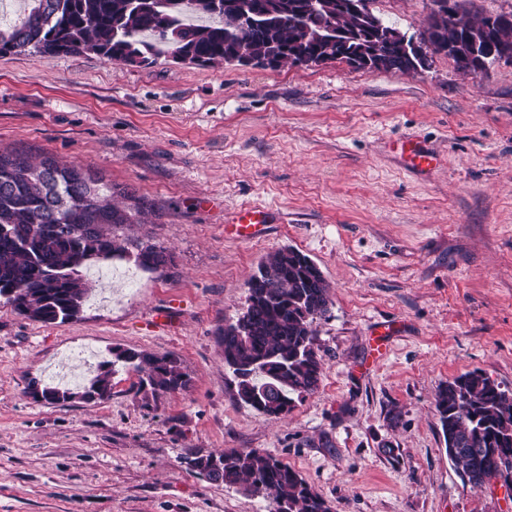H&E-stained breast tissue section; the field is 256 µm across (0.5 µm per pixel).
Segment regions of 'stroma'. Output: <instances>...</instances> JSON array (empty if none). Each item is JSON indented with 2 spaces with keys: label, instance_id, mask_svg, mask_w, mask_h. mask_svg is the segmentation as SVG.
I'll list each match as a JSON object with an SVG mask.
<instances>
[{
  "label": "stroma",
  "instance_id": "obj_1",
  "mask_svg": "<svg viewBox=\"0 0 512 512\" xmlns=\"http://www.w3.org/2000/svg\"><path fill=\"white\" fill-rule=\"evenodd\" d=\"M408 34L430 0H373ZM438 164L405 168L394 142ZM0 148L102 170L154 207L131 236L172 267L141 288L44 324L0 299V512H270L263 497L197 475L187 449H256L297 470L331 512H512L503 478L479 489L446 450L438 388L480 371L512 390V63L466 73L438 54L410 73L343 62L278 69L88 53L0 57ZM264 234L225 235L240 206ZM307 254L330 287L316 321L319 387L278 420L241 403L219 331L270 252ZM179 299L175 329L148 324ZM389 346L372 362L374 339ZM175 357L186 388L140 391L116 365L105 400L53 402L70 348Z\"/></svg>",
  "mask_w": 512,
  "mask_h": 512
}]
</instances>
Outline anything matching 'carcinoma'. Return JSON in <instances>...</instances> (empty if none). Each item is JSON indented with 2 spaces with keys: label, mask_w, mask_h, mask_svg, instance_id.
Returning <instances> with one entry per match:
<instances>
[{
  "label": "carcinoma",
  "mask_w": 512,
  "mask_h": 512,
  "mask_svg": "<svg viewBox=\"0 0 512 512\" xmlns=\"http://www.w3.org/2000/svg\"><path fill=\"white\" fill-rule=\"evenodd\" d=\"M371 0H26L15 21L0 26V56L33 50L56 57L94 53L116 65L148 67L163 55L222 66L230 60L301 56H370L384 69L407 73L426 65L414 36L385 24ZM453 7L463 22L428 23L422 37L434 54L486 72L512 50V11L473 15ZM122 197L119 202L116 197ZM151 204L104 176L42 153L0 150V297L42 323L78 318L91 286L80 274L84 258L126 256L155 270L172 262L162 245L132 238L125 229L145 223ZM329 286L302 252L269 253L247 284L244 311L220 331L224 365L232 369L239 400L272 419L291 411L294 398L319 386L321 360L314 323L327 317ZM115 360L144 374L153 392L187 383L176 358L119 351ZM446 447L476 486L512 473V392L479 371L453 378L436 395ZM193 468L272 502L273 512H330L302 475L271 454L229 450L189 452Z\"/></svg>",
  "instance_id": "1"
}]
</instances>
